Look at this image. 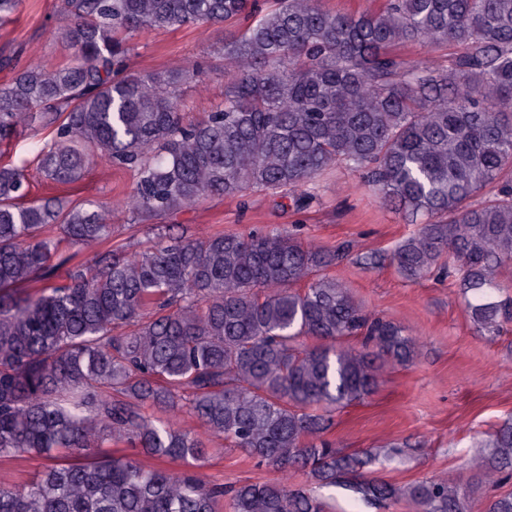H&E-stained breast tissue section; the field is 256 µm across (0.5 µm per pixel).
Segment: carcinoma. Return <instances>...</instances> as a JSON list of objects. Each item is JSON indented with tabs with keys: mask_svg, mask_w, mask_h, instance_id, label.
I'll return each instance as SVG.
<instances>
[{
	"mask_svg": "<svg viewBox=\"0 0 512 512\" xmlns=\"http://www.w3.org/2000/svg\"><path fill=\"white\" fill-rule=\"evenodd\" d=\"M48 37L74 51L0 86V143L18 128L46 179L69 185L99 162L133 172L123 206L162 216L211 195L298 190L333 167L416 230L392 260L416 281L448 265L477 332L512 322L500 298L512 263V0H381L335 12L320 0H61ZM245 22L224 43V99L184 120L187 72L132 71L144 30ZM450 47L446 62L402 48ZM23 167L0 163V460L45 461L0 485V512H325L299 469L368 506L465 512L446 478H370L366 452L326 438L337 410L413 362L420 336L372 318L328 273L343 254L287 232L196 238L148 224L147 245H112V201L91 210L30 202ZM362 336L361 347L348 345ZM194 417L199 433L177 426ZM222 439L278 472L231 488L196 474ZM132 444L156 468L112 450ZM466 462L477 484L512 476V423ZM487 512H512V493Z\"/></svg>",
	"mask_w": 512,
	"mask_h": 512,
	"instance_id": "cac0c4a2",
	"label": "carcinoma"
}]
</instances>
